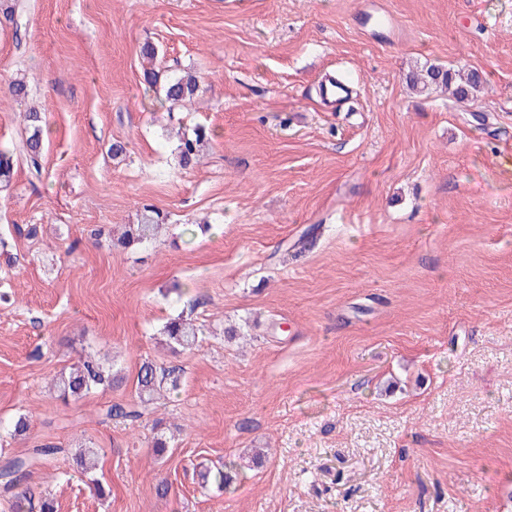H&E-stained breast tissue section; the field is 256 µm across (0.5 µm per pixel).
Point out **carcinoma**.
<instances>
[{"label":"carcinoma","mask_w":512,"mask_h":512,"mask_svg":"<svg viewBox=\"0 0 512 512\" xmlns=\"http://www.w3.org/2000/svg\"><path fill=\"white\" fill-rule=\"evenodd\" d=\"M29 9L27 0H0V17L12 28V38L16 47L22 46L21 30ZM146 89L157 94L162 103L174 110L198 97L201 89L196 75L189 71L169 72L153 66L143 70ZM411 88L419 94H428L437 88H448L458 102L469 99L479 91L486 78L477 70H472L460 83H455V73L440 65H425L411 71L406 76ZM24 131L21 139L15 144L0 149V191L10 189L18 163L27 166L34 179H40L43 171L45 117L43 113L29 109L23 114ZM208 141L206 130L196 127L179 137L176 146L178 165L186 168L195 163ZM164 216L152 206H146L139 215L138 222L129 225L125 230L122 244L142 245L157 242L160 226ZM170 348L175 352L190 351L199 342L200 327L182 314L170 319L164 326ZM112 385V373L105 363L92 354L79 356L69 371L60 373L53 379V386L58 397L68 399L81 398L89 392ZM180 385L175 370L157 367L151 362H144L137 373L136 398L138 404L124 406L109 405L105 417L122 418L131 421L143 416L140 408L153 404L161 390L168 386L172 389ZM62 452L57 446L47 443L32 449L26 458H12L0 467V486L4 493L14 498L15 512H32L36 507L40 512H55L51 494L46 491L35 492L28 485L29 467L40 461ZM77 468L81 473L90 474L97 466V452L86 448L75 457Z\"/></svg>","instance_id":"obj_1"}]
</instances>
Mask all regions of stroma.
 <instances>
[{
	"mask_svg": "<svg viewBox=\"0 0 512 512\" xmlns=\"http://www.w3.org/2000/svg\"><path fill=\"white\" fill-rule=\"evenodd\" d=\"M379 2L390 29L362 27L364 0H31L22 46L0 27V145L23 128L16 73L47 125L41 181L17 168L0 198V422L30 420L0 461L61 447L28 479L57 512H512V0ZM147 42L202 96L152 104ZM431 63L488 84L412 93ZM335 71L351 95L330 108ZM146 205L162 244L91 239ZM181 313L203 334L174 354ZM85 350L118 382L62 401L51 380ZM146 360L178 391L102 421ZM228 461V489L203 484ZM460 80L461 82L451 90V95L456 101L463 102L481 89L486 78L478 70H470L466 77L460 78ZM207 141V133L203 127H195L191 132H184L176 146L178 165L186 168L194 164Z\"/></svg>",
	"mask_w": 512,
	"mask_h": 512,
	"instance_id": "obj_1",
	"label": "stroma"
}]
</instances>
